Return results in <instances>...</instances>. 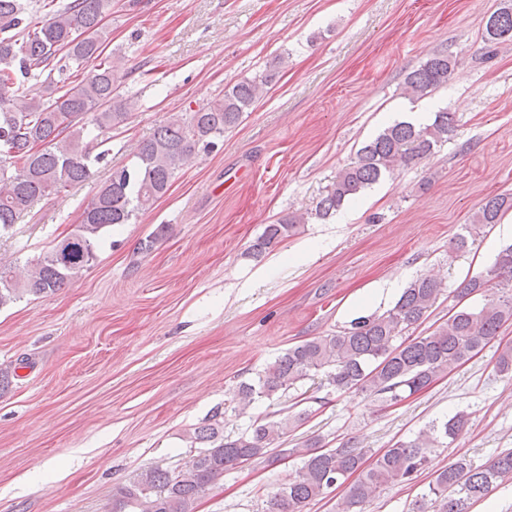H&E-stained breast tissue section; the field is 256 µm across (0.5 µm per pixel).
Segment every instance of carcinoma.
<instances>
[{"instance_id": "obj_1", "label": "carcinoma", "mask_w": 512, "mask_h": 512, "mask_svg": "<svg viewBox=\"0 0 512 512\" xmlns=\"http://www.w3.org/2000/svg\"><path fill=\"white\" fill-rule=\"evenodd\" d=\"M31 4L32 0H0L1 231L18 223L35 203L88 181L105 157L97 148L139 106L137 97L117 92L121 60L106 53L103 26L109 0H71L35 24L29 20ZM486 39L490 43L512 39V0H505L489 17ZM90 61L95 65L88 78L66 82L67 73ZM451 70L447 56L434 55L407 75L405 89L422 97L447 83ZM44 73L49 80L55 73L61 77L62 94L32 100L15 111L14 100L24 93L25 82ZM272 80L270 70L242 80L208 107L184 118L173 115L160 124L140 144L135 163L114 171L97 187L80 223L30 262L26 276L16 275L15 263L0 260V308L25 296L54 293L81 274L112 227L133 223L163 197L176 171L191 162L198 148L215 147L216 139L240 122ZM455 131L454 114L448 111L435 113L426 124L394 123L336 174L316 214L324 217L337 210L395 167L430 157L434 146ZM509 210L511 193L486 199L466 233L453 242V251H466L481 229L498 223ZM305 222L304 216L291 213L267 225L249 253L259 256L271 250ZM443 292L440 280L424 276L411 281L382 314L360 317L349 328L288 348L256 381L240 383L236 403L246 408L270 401L319 372L336 391L373 397L383 406L429 387L469 361L512 321V244L502 247L490 268L455 289L462 301L481 295L482 306L459 308L426 336H406L428 317ZM306 418L308 413L302 411L277 420L257 419L249 430L228 438L217 412L194 429L192 442L202 449L180 468L157 465L133 474L117 491L112 512H195L197 501L225 471L268 455L293 424ZM466 423V415L459 413L428 425L412 440L372 454L352 439L324 449L320 439L311 438L302 451L301 467L269 496L267 512H304L337 485L347 486L339 512H363V506L387 488L430 468L436 449L456 440ZM511 480L512 450L480 465L460 457L433 471L428 492L415 500L411 512H469L474 502Z\"/></svg>"}]
</instances>
